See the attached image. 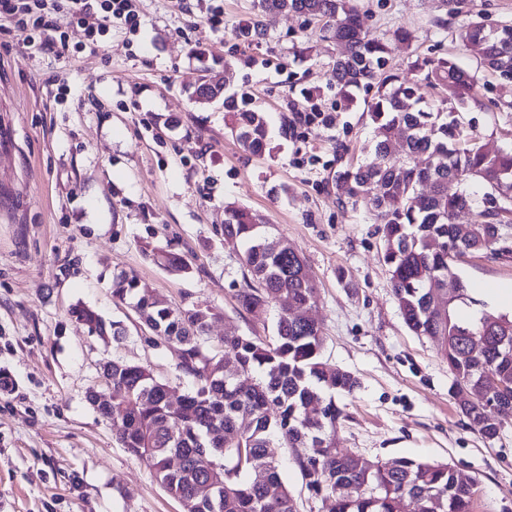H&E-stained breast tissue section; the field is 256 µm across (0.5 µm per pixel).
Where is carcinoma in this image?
<instances>
[{
	"label": "carcinoma",
	"mask_w": 512,
	"mask_h": 512,
	"mask_svg": "<svg viewBox=\"0 0 512 512\" xmlns=\"http://www.w3.org/2000/svg\"><path fill=\"white\" fill-rule=\"evenodd\" d=\"M253 8L260 17L294 12L322 22L336 47L331 76L345 100H352L354 88H376L367 108L375 125L374 160L338 173L336 187L384 217L383 260L404 322L441 341L453 375L450 395L470 427L494 440L499 414L512 411V316L485 312L476 322L458 319L456 307L468 297L460 279L448 296V266L470 253L495 251L512 225V200L494 186L499 173L512 172V149L489 153L468 131L455 132L473 100L474 76L451 58L411 61V70L444 92L435 107L390 65L389 42L363 31L351 0H253ZM458 38L485 44L481 64L502 90L512 91V49L498 46L478 19L461 26ZM224 107L232 112L236 140L251 152L263 151L264 112ZM450 182L456 186L451 194ZM373 183L378 192L371 196ZM475 185L484 188L482 196ZM465 206L477 211L478 221L476 233L463 239L454 218ZM224 245L244 247L249 277L237 294L241 308L262 321L278 307L273 336L215 340L209 336L212 307H172L139 287L135 275H117L112 294L148 325L152 335L144 342L172 349L176 375L193 383L175 402L168 382L152 369L113 358L105 375L112 390H91L87 400L106 419L124 408L117 442L153 470L185 512H299L272 453L279 447L294 449L305 485L332 498L333 512H400L407 498L416 512H472L476 481L448 463L406 457L382 463L336 448L342 412L334 397L352 393L358 380L324 360L320 326L296 314L317 303L304 258L288 239L260 228L257 215L233 204L224 209ZM151 256L172 272L188 269L176 253ZM72 314L100 336L110 332L119 341L125 335L120 322L108 325L89 307L77 305Z\"/></svg>",
	"instance_id": "obj_1"
}]
</instances>
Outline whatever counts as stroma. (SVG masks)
<instances>
[{
  "label": "stroma",
  "instance_id": "35a3bbf8",
  "mask_svg": "<svg viewBox=\"0 0 512 512\" xmlns=\"http://www.w3.org/2000/svg\"><path fill=\"white\" fill-rule=\"evenodd\" d=\"M252 0H140L141 26L114 25L103 48L69 57L28 43L0 18V512H183L151 469L117 440V423L86 399L101 360L121 356L170 381L173 354L141 340L145 328L112 296L115 275L135 274L169 305L207 304L211 335H272L237 303L244 269L224 245V207L259 215L306 262L318 300L323 356L359 380L337 396L336 445L373 461L446 462L477 480L473 512H512V413L492 441L468 425L448 393L451 374L434 339L404 323L382 259L376 213L352 206L338 171L372 158L375 126L365 90L346 102L329 80L334 45L291 13L251 26ZM366 33L410 54L448 56L476 80L464 120L489 151L512 148V107L496 79L456 37L464 17L442 0H352ZM411 45L393 41L397 29ZM224 76L226 97L267 115L262 154L231 135L223 100L196 103L204 66ZM315 101L334 122L291 125L289 103ZM180 254L188 272L156 265L151 250ZM453 272L467 309L495 311L483 284L512 285V254L465 258ZM82 304L123 321L104 342L70 310ZM283 484L301 512H332L309 492L290 449H278Z\"/></svg>",
  "mask_w": 512,
  "mask_h": 512
}]
</instances>
